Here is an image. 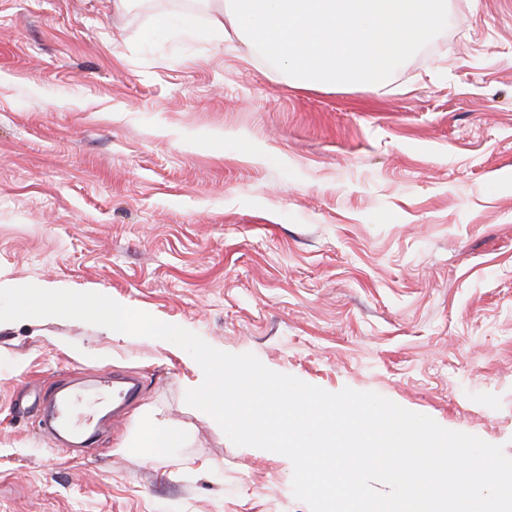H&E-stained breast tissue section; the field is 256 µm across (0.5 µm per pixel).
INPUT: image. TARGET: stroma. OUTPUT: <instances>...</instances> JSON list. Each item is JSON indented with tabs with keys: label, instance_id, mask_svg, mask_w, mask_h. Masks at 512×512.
Returning a JSON list of instances; mask_svg holds the SVG:
<instances>
[{
	"label": "stroma",
	"instance_id": "1",
	"mask_svg": "<svg viewBox=\"0 0 512 512\" xmlns=\"http://www.w3.org/2000/svg\"><path fill=\"white\" fill-rule=\"evenodd\" d=\"M112 2L0 0V278L104 294L512 457V0H447L381 88L301 87L236 40L139 55L186 0ZM125 370L140 395L86 457L26 411ZM195 377L177 345L1 331L0 512H310L289 459L186 403ZM147 419L183 440L143 462Z\"/></svg>",
	"mask_w": 512,
	"mask_h": 512
}]
</instances>
